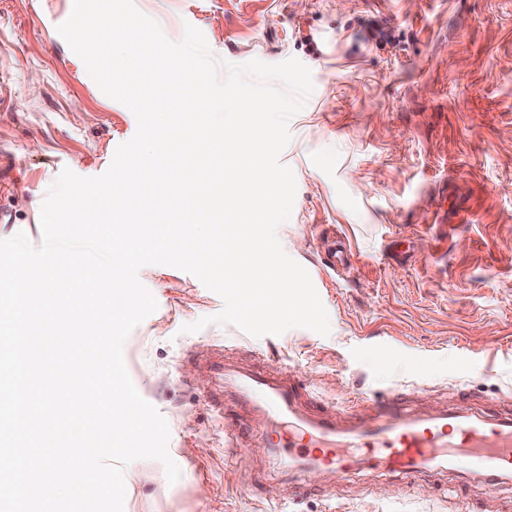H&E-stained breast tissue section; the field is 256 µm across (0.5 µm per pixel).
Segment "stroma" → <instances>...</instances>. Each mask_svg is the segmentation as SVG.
Segmentation results:
<instances>
[{
  "label": "stroma",
  "mask_w": 512,
  "mask_h": 512,
  "mask_svg": "<svg viewBox=\"0 0 512 512\" xmlns=\"http://www.w3.org/2000/svg\"><path fill=\"white\" fill-rule=\"evenodd\" d=\"M173 41L185 25L233 64L290 58L314 90L280 155L296 179L277 235L325 306L329 336L252 337L218 314L219 295L170 266L139 272L157 310L124 359L166 419L169 453L126 472L124 512H512V481L403 479L289 470L268 449L224 447L198 360L288 367L318 402L455 405L512 413V0H135ZM73 0H0V237L41 244L42 203L63 169L103 174L137 129L57 27ZM384 38L368 39V25ZM342 135L337 149L332 134ZM344 240L336 275L326 241Z\"/></svg>",
  "instance_id": "stroma-1"
}]
</instances>
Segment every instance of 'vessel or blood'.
Here are the masks:
<instances>
[{
	"mask_svg": "<svg viewBox=\"0 0 512 512\" xmlns=\"http://www.w3.org/2000/svg\"><path fill=\"white\" fill-rule=\"evenodd\" d=\"M235 386L260 414L261 442L301 471L348 475L367 467L407 478L445 468L488 485L512 475V413L448 408L421 416L376 404L347 411L350 424L343 427L328 409L299 411L308 391L286 376L250 371L239 375Z\"/></svg>",
	"mask_w": 512,
	"mask_h": 512,
	"instance_id": "vessel-or-blood-1",
	"label": "vessel or blood"
}]
</instances>
